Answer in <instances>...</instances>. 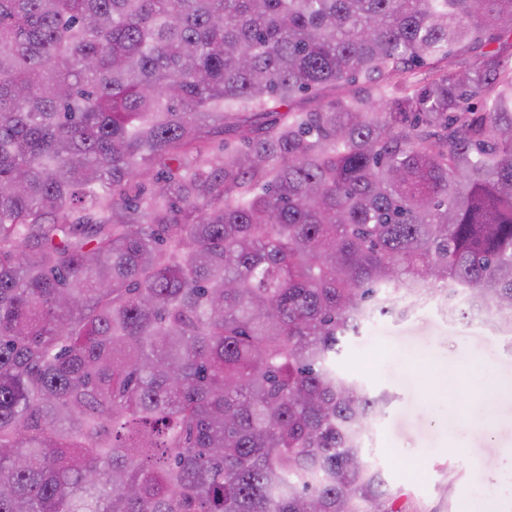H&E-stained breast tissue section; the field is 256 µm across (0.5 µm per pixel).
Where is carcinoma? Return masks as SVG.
Returning a JSON list of instances; mask_svg holds the SVG:
<instances>
[{
	"instance_id": "1",
	"label": "carcinoma",
	"mask_w": 512,
	"mask_h": 512,
	"mask_svg": "<svg viewBox=\"0 0 512 512\" xmlns=\"http://www.w3.org/2000/svg\"><path fill=\"white\" fill-rule=\"evenodd\" d=\"M433 296L512 334V0H0V512H408L331 359Z\"/></svg>"
}]
</instances>
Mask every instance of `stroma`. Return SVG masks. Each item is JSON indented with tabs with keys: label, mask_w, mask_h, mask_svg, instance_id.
I'll return each mask as SVG.
<instances>
[{
	"label": "stroma",
	"mask_w": 512,
	"mask_h": 512,
	"mask_svg": "<svg viewBox=\"0 0 512 512\" xmlns=\"http://www.w3.org/2000/svg\"><path fill=\"white\" fill-rule=\"evenodd\" d=\"M336 372L368 396H388L367 457L409 512H460L467 502L512 512V469L489 470L486 459L492 447L512 453V344L502 333L427 299L343 338ZM437 375L447 389L432 387Z\"/></svg>",
	"instance_id": "stroma-1"
}]
</instances>
